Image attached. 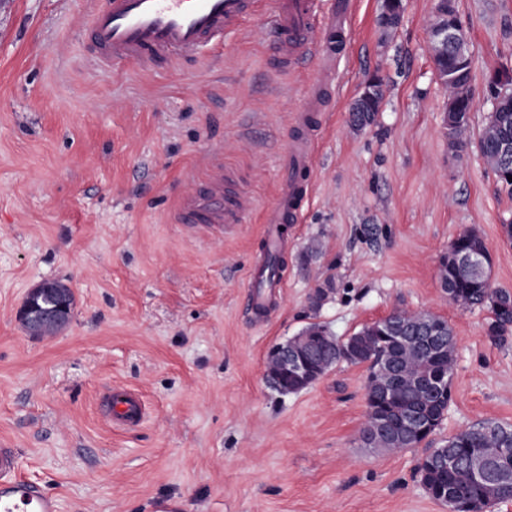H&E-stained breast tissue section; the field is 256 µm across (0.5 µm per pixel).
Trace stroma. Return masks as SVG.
<instances>
[{
	"instance_id": "stroma-1",
	"label": "stroma",
	"mask_w": 512,
	"mask_h": 512,
	"mask_svg": "<svg viewBox=\"0 0 512 512\" xmlns=\"http://www.w3.org/2000/svg\"><path fill=\"white\" fill-rule=\"evenodd\" d=\"M107 0H0V444L58 512H448L422 488L430 449L483 420L512 425V336L485 308L449 303L440 262L473 229L491 285L512 292V190L479 151L488 81L512 73V0H454L472 58L467 145L448 141L432 58L434 0H359L336 37L340 79L316 133L310 199L284 225L283 288L253 321L261 215L279 190L313 63L276 69L273 0L195 59L151 68L91 57ZM379 110H351L371 81ZM253 209L224 231L177 224L212 162ZM71 288L70 324L42 339L17 312L39 282ZM332 290L320 306L317 288ZM447 320L453 399L427 443L363 447L366 365L340 364L292 394L265 380L269 350L310 324L343 339L394 309ZM138 390L148 412L114 428L100 395Z\"/></svg>"
}]
</instances>
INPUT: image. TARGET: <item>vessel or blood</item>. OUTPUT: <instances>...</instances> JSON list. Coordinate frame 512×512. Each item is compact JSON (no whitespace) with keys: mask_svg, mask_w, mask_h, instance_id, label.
Masks as SVG:
<instances>
[{"mask_svg":"<svg viewBox=\"0 0 512 512\" xmlns=\"http://www.w3.org/2000/svg\"><path fill=\"white\" fill-rule=\"evenodd\" d=\"M256 8L257 0H111L107 10L92 17L91 43L96 59L105 63L134 59L152 67L192 60L210 44L236 34ZM354 8V0H275L274 60L292 68L310 56L316 70L305 104L294 117L300 133L288 148L276 201L263 215L268 251L279 250L281 225L299 223L301 204L310 193L304 175L314 159V114L322 109L325 90L336 82L334 36L345 29ZM224 182L223 168H212L206 181L181 200L178 222L217 227L240 223L252 199L243 192L225 193ZM280 285L265 261H258L251 274L252 305L264 308ZM108 406L119 427L140 424L145 413L143 397L133 389L117 390ZM15 466V449L0 448V512H58L55 499L17 477Z\"/></svg>","mask_w":512,"mask_h":512,"instance_id":"obj_1","label":"vessel or blood"}]
</instances>
